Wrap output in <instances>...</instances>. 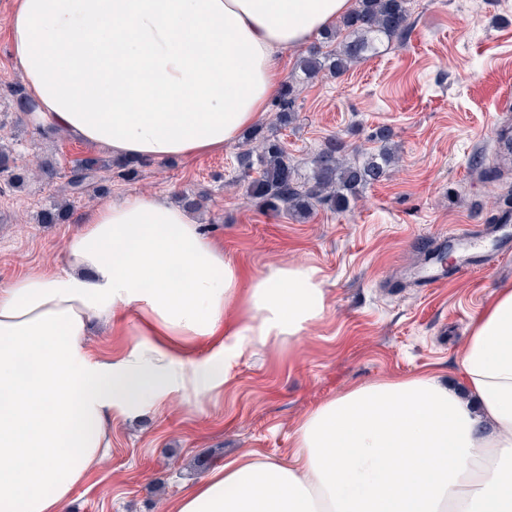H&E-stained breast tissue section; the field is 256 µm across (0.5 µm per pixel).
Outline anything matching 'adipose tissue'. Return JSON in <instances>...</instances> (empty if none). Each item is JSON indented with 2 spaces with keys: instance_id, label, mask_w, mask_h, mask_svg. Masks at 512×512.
Instances as JSON below:
<instances>
[{
  "instance_id": "ef3b65f1",
  "label": "adipose tissue",
  "mask_w": 512,
  "mask_h": 512,
  "mask_svg": "<svg viewBox=\"0 0 512 512\" xmlns=\"http://www.w3.org/2000/svg\"><path fill=\"white\" fill-rule=\"evenodd\" d=\"M355 0H16L12 58L32 120L124 161L223 151L279 92L280 57ZM73 269L0 287V512H67L109 456L112 422L223 389L257 348L326 311L317 268L243 282L186 209L130 196L87 212ZM141 337L93 357L91 321ZM465 392L425 372L353 387L305 414L291 462L244 454L165 512H512V287L458 356Z\"/></svg>"
}]
</instances>
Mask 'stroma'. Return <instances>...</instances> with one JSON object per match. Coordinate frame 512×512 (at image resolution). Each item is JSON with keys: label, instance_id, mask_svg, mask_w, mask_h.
I'll use <instances>...</instances> for the list:
<instances>
[{"label": "stroma", "instance_id": "35a3bbf8", "mask_svg": "<svg viewBox=\"0 0 512 512\" xmlns=\"http://www.w3.org/2000/svg\"><path fill=\"white\" fill-rule=\"evenodd\" d=\"M14 5L0 0V138L11 142L26 182L15 188L0 179V286L67 267L65 244L83 231L89 210L130 195L174 204L188 191L204 195L193 217L244 280L301 262L318 269L328 297L324 317L304 336L257 349L202 406L175 401L114 421L111 456L74 488L69 512H163L181 487L241 453L288 458L296 422L363 383L431 370L459 386L455 359L473 319L497 289L512 286V259L463 275L446 238L496 223L512 207V169L485 175L496 167L499 106L512 98V0H410L405 40L340 77L309 82L293 123L280 125L272 108L256 123L303 174L327 138L366 152L376 148L379 127L392 129L395 164L346 214L319 207L299 220L247 200L239 141L220 153L148 164L133 177L113 167L109 193L75 199L62 224L37 223L36 215L57 197L73 160L108 151L18 122L8 88L23 77L6 36ZM50 156L59 163L52 179L41 171ZM430 267L444 279L427 288ZM139 324L132 312L111 328L94 327L92 354L119 353Z\"/></svg>", "mask_w": 512, "mask_h": 512}]
</instances>
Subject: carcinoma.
Instances as JSON below:
<instances>
[{
	"instance_id": "carcinoma-1",
	"label": "carcinoma",
	"mask_w": 512,
	"mask_h": 512,
	"mask_svg": "<svg viewBox=\"0 0 512 512\" xmlns=\"http://www.w3.org/2000/svg\"><path fill=\"white\" fill-rule=\"evenodd\" d=\"M408 0H357L356 7L342 19L341 25L322 32L326 43L336 47L321 51L314 46L301 57L297 71L283 85L277 108L278 120L288 125L293 120L296 93L304 84L322 72L341 75L358 62L379 54L381 46L401 40L410 29ZM19 110L31 112L34 105L21 84L9 87ZM393 133L388 127L379 128L374 139L379 147L357 158L347 157V145L339 138L327 139L311 162V172L305 177L288 161V154L276 138L262 137L256 149H247L237 159L243 172L257 171V177L246 186V195L259 207L286 212L299 220L310 217L317 206L338 213L349 210L361 189L386 177L395 161L390 147ZM112 170V161L100 156L77 159L70 168L67 182L61 186V197L41 212L39 223L60 224L70 210V199L88 191L105 194L106 177L102 171ZM0 177L19 187L24 175L15 166L12 150L0 145Z\"/></svg>"
}]
</instances>
